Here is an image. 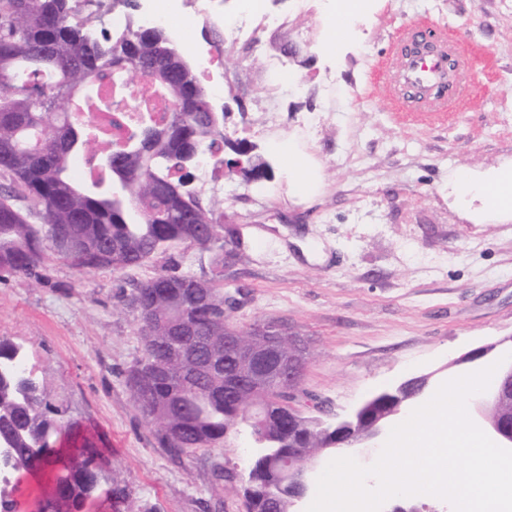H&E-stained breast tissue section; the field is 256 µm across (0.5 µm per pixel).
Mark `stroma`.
<instances>
[{"mask_svg": "<svg viewBox=\"0 0 512 512\" xmlns=\"http://www.w3.org/2000/svg\"><path fill=\"white\" fill-rule=\"evenodd\" d=\"M333 0H268L277 23L224 37V135L254 146L269 179L224 184V221L247 243L215 268L191 244L115 273H78L50 256L40 279L0 281V338L19 345L64 419L102 435L106 459L140 512H242L238 477L251 442L172 458L135 407L124 373L141 354L124 296L135 282L182 270L238 299L233 321L274 323L311 342L301 403L344 415L408 377L512 334V220L456 202L460 170L486 176L512 163V0H370L352 45L326 42ZM433 20L471 38L468 102L442 118L390 103L380 63L400 29ZM289 53H282V46ZM283 143L308 166L291 183Z\"/></svg>", "mask_w": 512, "mask_h": 512, "instance_id": "stroma-1", "label": "stroma"}]
</instances>
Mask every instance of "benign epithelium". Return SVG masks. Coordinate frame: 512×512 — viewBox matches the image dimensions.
<instances>
[{"label":"benign epithelium","mask_w":512,"mask_h":512,"mask_svg":"<svg viewBox=\"0 0 512 512\" xmlns=\"http://www.w3.org/2000/svg\"><path fill=\"white\" fill-rule=\"evenodd\" d=\"M252 333V342L245 344L226 328L224 343L233 348L239 358L256 366L251 376L255 388H263L264 381L273 372L282 375V383L295 385L298 371L306 359L301 339L281 325L269 328L256 324ZM507 354H512V336L471 349L450 362L448 367H465L479 371ZM435 382L436 372L433 371L411 377L384 392L394 402V406L369 421L363 418L361 406L345 416L334 415L317 403L313 408L324 419L323 425L333 439L332 447L376 448L385 437L394 417L421 402L435 388ZM511 393L512 360H508L499 366L488 389L477 401V416L481 426L495 435L502 448H512V420L495 418L493 412ZM319 460L318 455L308 458L298 453L296 448L288 449L283 477L288 481V498L294 507L293 512H302V503L310 490L311 476Z\"/></svg>","instance_id":"1"}]
</instances>
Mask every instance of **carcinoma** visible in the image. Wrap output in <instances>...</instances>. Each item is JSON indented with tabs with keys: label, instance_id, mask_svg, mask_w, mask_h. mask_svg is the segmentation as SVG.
<instances>
[{
	"label": "carcinoma",
	"instance_id": "1",
	"mask_svg": "<svg viewBox=\"0 0 512 512\" xmlns=\"http://www.w3.org/2000/svg\"><path fill=\"white\" fill-rule=\"evenodd\" d=\"M93 0H0V277L36 279L44 259L62 258L54 236L76 242L81 273L124 271L157 254L190 243L235 255L244 242L235 224H220L219 202L206 205L188 189L194 151L224 150L223 117L208 108L210 96L185 50L161 29L130 28L113 36L95 33ZM124 74L148 77L175 105L163 124L148 119L131 133V143L114 148L94 141L71 108L112 111L89 91L99 79ZM91 153L111 159L108 181L123 183L126 198L90 191L71 173L74 158ZM226 160L227 173L247 181L266 174L257 156ZM25 203L20 209L17 202ZM192 274L172 260L169 273L132 285L126 305L147 309L141 355L126 372V386L143 419L156 426L160 447L179 458L197 448L221 444L239 428L252 441L262 438L245 475L242 495L250 512H292L288 488L273 486L274 473L299 448L307 456L327 447L325 429L311 415L299 431L288 426V390L256 391L247 382L224 384V372L244 365L229 360L226 371L196 369L204 354L192 345L180 353L150 337L171 335L182 318L217 348H224V289L203 279L196 305L187 306L179 283ZM266 407L260 428L250 422L253 405ZM47 400L45 385L27 371L20 347L0 339V443L13 448V469L41 487L30 512H85L105 495L113 512H130L129 496L117 485L103 486L104 440ZM20 487L0 483V512H19Z\"/></svg>",
	"mask_w": 512,
	"mask_h": 512
}]
</instances>
